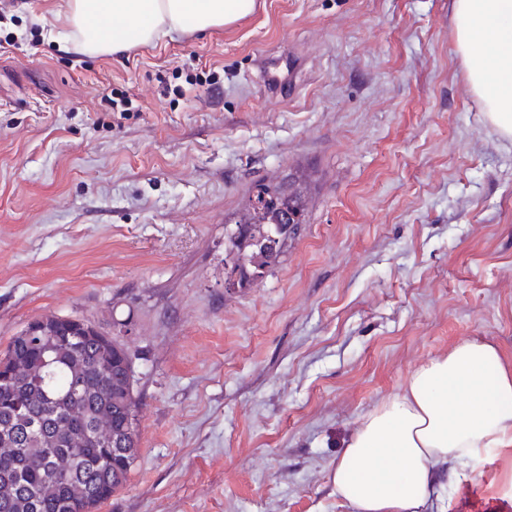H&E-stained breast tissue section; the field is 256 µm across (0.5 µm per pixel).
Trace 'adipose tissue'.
Here are the masks:
<instances>
[{
  "mask_svg": "<svg viewBox=\"0 0 512 512\" xmlns=\"http://www.w3.org/2000/svg\"><path fill=\"white\" fill-rule=\"evenodd\" d=\"M256 0H63L62 37L87 55L115 54L193 27L253 13ZM453 52L486 121L512 141V0H450ZM512 449V362L492 343L463 340L412 369L362 416L336 461L334 491L352 512H431L436 467L467 468Z\"/></svg>",
  "mask_w": 512,
  "mask_h": 512,
  "instance_id": "obj_1",
  "label": "adipose tissue"
}]
</instances>
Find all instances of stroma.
Wrapping results in <instances>:
<instances>
[{
  "mask_svg": "<svg viewBox=\"0 0 512 512\" xmlns=\"http://www.w3.org/2000/svg\"><path fill=\"white\" fill-rule=\"evenodd\" d=\"M58 5L0 10V353L46 315L124 324L138 453L99 512H350L336 459L411 368L512 360V143L448 0H257L97 56L47 38ZM295 178L279 263L226 287L225 227ZM439 478L453 512H512L505 452Z\"/></svg>",
  "mask_w": 512,
  "mask_h": 512,
  "instance_id": "stroma-1",
  "label": "stroma"
}]
</instances>
